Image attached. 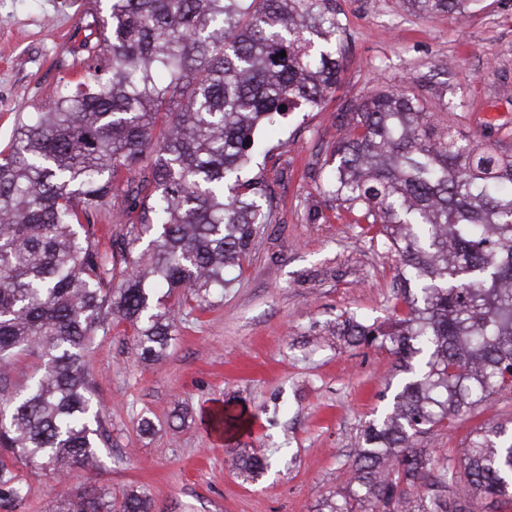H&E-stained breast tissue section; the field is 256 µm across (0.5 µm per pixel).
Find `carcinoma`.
<instances>
[{"mask_svg":"<svg viewBox=\"0 0 512 512\" xmlns=\"http://www.w3.org/2000/svg\"><path fill=\"white\" fill-rule=\"evenodd\" d=\"M476 0H399L416 15L462 14ZM335 0H108L97 31L101 76L21 122L0 152V382L21 353L39 372L0 399V501L31 491L14 468L60 478L93 470L109 441L86 354L112 324L133 326L132 355L158 361L177 327L157 296L202 306L250 252L271 205L263 173L244 177L256 133L319 107L342 60ZM286 56H280L281 52ZM381 89L336 145L326 192L397 253L406 313L388 327L348 319L347 342L386 347L404 377L363 429L351 490L321 512H477L512 494V443L471 439L460 464L421 437L512 387V156ZM126 173L125 188L115 178ZM122 191L126 232L100 248L93 218ZM143 247L133 260L132 250ZM227 437L239 420L213 413ZM244 479L264 455L229 451ZM422 484L434 500L406 508ZM62 512H155L147 489L93 485Z\"/></svg>","mask_w":512,"mask_h":512,"instance_id":"1","label":"carcinoma"}]
</instances>
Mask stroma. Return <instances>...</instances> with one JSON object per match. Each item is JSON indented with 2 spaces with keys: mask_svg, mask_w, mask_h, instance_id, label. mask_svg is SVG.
Instances as JSON below:
<instances>
[{
  "mask_svg": "<svg viewBox=\"0 0 512 512\" xmlns=\"http://www.w3.org/2000/svg\"><path fill=\"white\" fill-rule=\"evenodd\" d=\"M104 0H0V149L19 120L57 99L98 63L80 43L105 16ZM343 70L323 108L296 111L259 132L273 207L229 288L206 308L176 293L177 329L167 355L136 361L128 324L97 336L88 355L110 440L101 467L73 471L71 490L145 487L155 512H319L345 493L352 450L397 382L387 349L329 337L345 319L394 316L402 286L377 228L354 221L324 191L344 127L365 94L400 88L427 110L448 104L461 134L512 152V0H479L452 17L413 15L397 0H336ZM248 422L226 440L203 418L213 408ZM151 417L152 433L139 430ZM512 430V390L472 408L423 445L463 456L472 430ZM265 453L272 468L249 481L228 450ZM31 492L0 512H50L59 483L31 476Z\"/></svg>",
  "mask_w": 512,
  "mask_h": 512,
  "instance_id": "1",
  "label": "stroma"
}]
</instances>
